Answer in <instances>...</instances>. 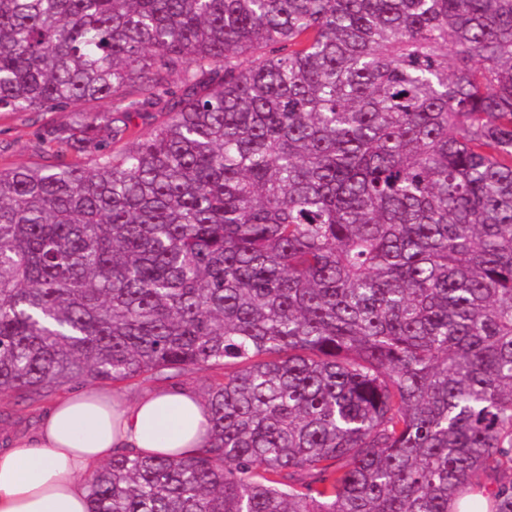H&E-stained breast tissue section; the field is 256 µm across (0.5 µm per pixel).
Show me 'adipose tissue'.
<instances>
[{"label":"adipose tissue","instance_id":"adipose-tissue-1","mask_svg":"<svg viewBox=\"0 0 512 512\" xmlns=\"http://www.w3.org/2000/svg\"><path fill=\"white\" fill-rule=\"evenodd\" d=\"M209 409L189 388L158 387L127 401L76 390L42 415L34 434L0 448V512H88L87 475L114 454L187 457L208 442Z\"/></svg>","mask_w":512,"mask_h":512}]
</instances>
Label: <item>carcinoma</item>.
Listing matches in <instances>:
<instances>
[{"instance_id":"1","label":"carcinoma","mask_w":512,"mask_h":512,"mask_svg":"<svg viewBox=\"0 0 512 512\" xmlns=\"http://www.w3.org/2000/svg\"><path fill=\"white\" fill-rule=\"evenodd\" d=\"M55 111L0 393L232 367L88 512H512V0H0V112Z\"/></svg>"}]
</instances>
